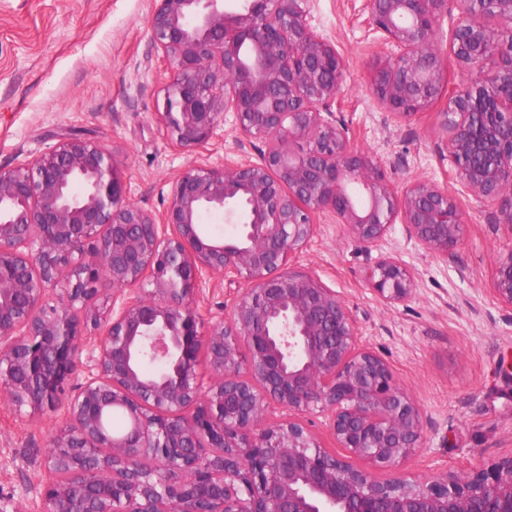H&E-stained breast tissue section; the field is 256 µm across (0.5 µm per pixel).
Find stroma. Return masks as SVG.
Instances as JSON below:
<instances>
[{
    "label": "stroma",
    "mask_w": 512,
    "mask_h": 512,
    "mask_svg": "<svg viewBox=\"0 0 512 512\" xmlns=\"http://www.w3.org/2000/svg\"><path fill=\"white\" fill-rule=\"evenodd\" d=\"M311 23L350 64L336 104L353 142L382 164L395 188L424 178L448 189L465 217L446 264L394 224L369 249L345 225L319 217L296 266L336 291L363 343L391 365L419 404L426 446L403 467L417 478L467 473L512 455V309L492 293L494 261L512 252L496 205L462 192L438 128L445 100L410 119L391 117L367 91L386 51L368 0H310ZM154 0H0V169L71 137L114 156L126 200L163 214L175 176L188 165L223 163L236 147L224 125L203 149H183L159 114L167 65L150 39ZM394 256L413 272L412 299L383 301L364 271ZM65 405L29 417L0 400V512H41L45 456L65 423Z\"/></svg>",
    "instance_id": "obj_1"
}]
</instances>
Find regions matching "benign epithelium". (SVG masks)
Here are the masks:
<instances>
[{"label":"benign epithelium","mask_w":512,"mask_h":512,"mask_svg":"<svg viewBox=\"0 0 512 512\" xmlns=\"http://www.w3.org/2000/svg\"><path fill=\"white\" fill-rule=\"evenodd\" d=\"M156 2L151 37L172 71L161 122L196 149L230 114L235 156L183 169L161 220L123 198L91 140L0 170V395L31 416L54 408L85 354L50 440L41 512H512V456L461 475L396 473L424 447L421 410L361 345L336 291L294 266L326 214L368 247L399 222L446 261L464 224L455 198L419 178L396 192L351 142L333 111L347 63L308 0H244L235 13L224 0ZM368 4L387 46L368 90L401 119L447 96L439 118L459 182L512 230V0H454L446 49V0ZM451 62L475 80L449 88ZM251 139L265 144L256 160ZM207 212L236 220L235 238L203 236ZM214 275L237 296L229 317L205 323L194 298ZM366 280L389 303L415 293L396 258ZM492 291L512 307V251L496 259ZM272 404L328 415L335 444L364 466L300 420L264 423Z\"/></svg>","instance_id":"1"}]
</instances>
